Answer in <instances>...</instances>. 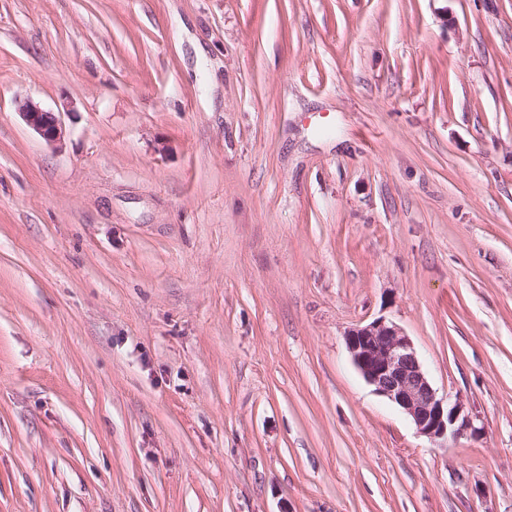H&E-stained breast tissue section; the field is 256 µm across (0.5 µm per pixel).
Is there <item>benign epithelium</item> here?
I'll list each match as a JSON object with an SVG mask.
<instances>
[{
    "label": "benign epithelium",
    "mask_w": 512,
    "mask_h": 512,
    "mask_svg": "<svg viewBox=\"0 0 512 512\" xmlns=\"http://www.w3.org/2000/svg\"><path fill=\"white\" fill-rule=\"evenodd\" d=\"M23 121L46 142L56 144L63 128L55 113L27 100L19 106ZM351 359L374 391L399 406L417 433L445 441L465 433L479 435L480 428L465 411L461 400L446 403L439 398L410 338L392 322L378 318L348 331L345 336Z\"/></svg>",
    "instance_id": "benign-epithelium-1"
}]
</instances>
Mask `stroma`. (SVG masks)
I'll return each instance as SVG.
<instances>
[{
    "mask_svg": "<svg viewBox=\"0 0 512 512\" xmlns=\"http://www.w3.org/2000/svg\"><path fill=\"white\" fill-rule=\"evenodd\" d=\"M0 512H512V0H0ZM19 114L23 121L38 133L47 143H60L63 138V128L55 113L42 109L32 100H27L19 106ZM351 359L374 391L399 406L417 433L448 444L475 427L460 399L453 404L439 398L410 338L392 322L378 318L348 331L345 336Z\"/></svg>",
    "mask_w": 512,
    "mask_h": 512,
    "instance_id": "35a3bbf8",
    "label": "stroma"
}]
</instances>
